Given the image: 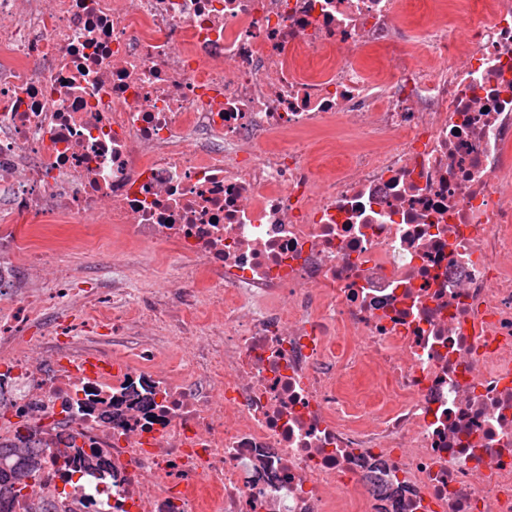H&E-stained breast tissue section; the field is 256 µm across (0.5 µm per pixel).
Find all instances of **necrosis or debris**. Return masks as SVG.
I'll list each match as a JSON object with an SVG mask.
<instances>
[{
	"label": "necrosis or debris",
	"mask_w": 512,
	"mask_h": 512,
	"mask_svg": "<svg viewBox=\"0 0 512 512\" xmlns=\"http://www.w3.org/2000/svg\"><path fill=\"white\" fill-rule=\"evenodd\" d=\"M0 447L7 512H512V0H0ZM92 247L97 256L101 258V261L95 264L89 263L87 244L79 238H70L67 250L59 252L56 258L63 263L85 262L92 268L93 273L101 275L109 270V262L112 259V242L100 240L92 243ZM8 460L10 466L2 467L4 461ZM39 463L37 456L29 449L0 447V500L5 489L18 488L20 491L25 487L26 482L36 476Z\"/></svg>",
	"instance_id": "necrosis-or-debris-1"
}]
</instances>
